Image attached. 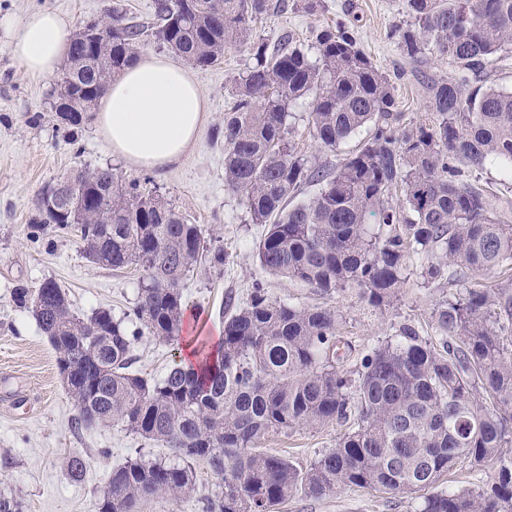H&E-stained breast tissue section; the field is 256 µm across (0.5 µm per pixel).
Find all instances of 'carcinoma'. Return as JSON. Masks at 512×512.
I'll return each instance as SVG.
<instances>
[{"label": "carcinoma", "instance_id": "cac0c4a2", "mask_svg": "<svg viewBox=\"0 0 512 512\" xmlns=\"http://www.w3.org/2000/svg\"><path fill=\"white\" fill-rule=\"evenodd\" d=\"M286 0H155L150 20L112 8L105 42L75 29L54 99L71 141L110 82L155 37L187 65L216 64L230 47L248 64L224 113V187L252 223L266 273L328 298L348 288L374 308L399 299L415 266L424 286L448 289L431 318L435 339L404 327L364 354L351 379L340 370L350 345L342 315L327 305L269 297L257 282L249 302H225L224 335L200 363L159 380L130 370L131 337L106 308L84 319L53 281L15 286L69 374L77 428L122 423L172 450L170 460H129L112 470L99 512H137L154 497L195 490L194 463L207 460L224 490L204 512H273L295 493L319 497L347 487L407 496L428 491L422 512H512V223L472 174L487 162L512 167V90L490 82L487 65L512 53V0H405L409 21L392 36L411 64L455 67L451 81L425 83L430 118L401 123L393 85L357 46L353 26L324 27L315 56L291 35L274 46L255 33ZM315 94L309 125L335 153L316 163L292 142L290 109ZM308 186L317 192L296 197ZM375 217L378 224H368ZM78 231L89 262L144 272L126 319L164 341L187 311L180 284L198 264H224L200 225L109 165L81 168L41 191L33 228ZM345 423L336 446L306 472L262 453L271 431ZM498 465L483 489L434 490L458 463Z\"/></svg>", "mask_w": 512, "mask_h": 512}]
</instances>
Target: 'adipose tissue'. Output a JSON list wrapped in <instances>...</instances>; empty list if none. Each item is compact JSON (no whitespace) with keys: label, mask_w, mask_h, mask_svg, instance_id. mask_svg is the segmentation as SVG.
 <instances>
[{"label":"adipose tissue","mask_w":512,"mask_h":512,"mask_svg":"<svg viewBox=\"0 0 512 512\" xmlns=\"http://www.w3.org/2000/svg\"><path fill=\"white\" fill-rule=\"evenodd\" d=\"M11 51L36 76L55 73L67 54V22L38 11L13 25ZM206 103L189 70L147 53L113 80L97 112V126L114 154L144 169L172 166L195 142Z\"/></svg>","instance_id":"1"}]
</instances>
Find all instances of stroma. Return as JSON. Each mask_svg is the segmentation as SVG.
<instances>
[{
    "label": "stroma",
    "instance_id": "1",
    "mask_svg": "<svg viewBox=\"0 0 512 512\" xmlns=\"http://www.w3.org/2000/svg\"><path fill=\"white\" fill-rule=\"evenodd\" d=\"M121 7L140 20L150 19L153 0H0V491L21 499L23 512H99L100 495L113 468L143 454L169 457L156 446L120 425L76 429L75 411L60 381L56 353L34 317L13 301V289L24 282L38 287L51 280L65 289L73 311L89 317L101 307L123 318L138 302L142 273L136 268L111 270L88 262L74 234L33 235L32 223L44 186L81 166L112 165L126 179H150L158 195L192 223L202 225L211 243L222 246L223 266L204 264L191 271L181 289L188 305L205 309V321L182 328L177 340L165 342L141 334L133 345L132 369L159 379L180 362V351L192 336L218 341L224 325L220 312L227 297L245 305L254 282H262L271 298L299 305H315L319 296L310 288L262 272L254 244L264 225L251 223L239 197L224 188V114L229 91L247 63L245 52L230 49L216 66L194 70L208 112L194 145L170 168H134L112 154L95 130L94 114H87L77 145L58 132L51 111L53 77H36L12 56L11 32L5 19L20 20L34 10L65 15L70 28L107 16ZM404 0H321L317 10L288 9L256 23V32L270 43L291 34L303 44L315 41L318 29L343 20L353 24L360 48L381 70L395 77L397 110L405 122L427 116L423 77L453 78L448 64L430 59L417 65L405 62L391 29L403 22ZM441 292L409 279L396 304L372 308L356 290L336 293L331 304L342 315L341 334L352 347L341 368L355 373L361 356L378 342L394 338L402 325L419 336L435 335L431 322ZM345 431L329 424L266 435L261 451L288 459L307 470L321 453L335 447ZM86 461L82 480L67 470L70 457ZM196 490L180 502L160 496L143 502L139 512H203L206 499L222 490L223 482L202 462L195 463ZM496 466L458 464L438 483L442 490L477 491L491 483ZM422 494L404 496L350 487L320 497L296 494L276 512H418Z\"/></svg>",
    "mask_w": 512,
    "mask_h": 512
}]
</instances>
